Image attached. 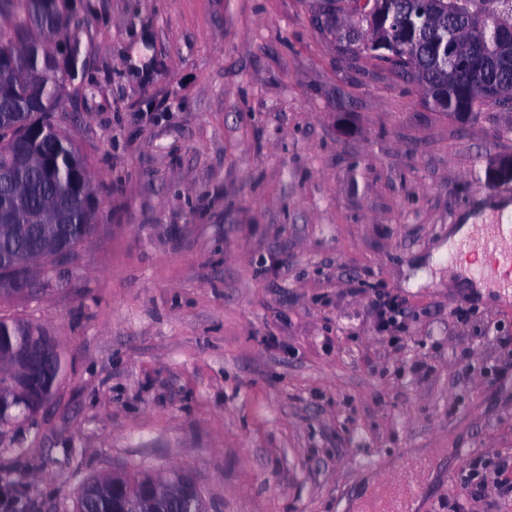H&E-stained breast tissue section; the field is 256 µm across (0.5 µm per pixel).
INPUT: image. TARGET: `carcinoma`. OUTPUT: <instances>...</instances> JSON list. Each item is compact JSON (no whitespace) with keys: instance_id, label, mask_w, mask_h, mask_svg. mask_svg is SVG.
<instances>
[{"instance_id":"cac0c4a2","label":"carcinoma","mask_w":512,"mask_h":512,"mask_svg":"<svg viewBox=\"0 0 512 512\" xmlns=\"http://www.w3.org/2000/svg\"><path fill=\"white\" fill-rule=\"evenodd\" d=\"M336 13L314 19L321 30L333 21L350 18L356 35L363 39L382 27L380 36L389 44V56L380 58L391 72L410 83L418 82L425 101L438 112H455L468 96L487 97L512 89V56L500 49L503 35L512 32V0H459L451 14L429 16L431 0H375L374 16L347 11L334 0ZM481 26L469 24L473 12ZM76 27L67 0H0V281L3 271L29 257L42 237L41 224L68 213L77 234L94 232L91 216L70 207L75 191L74 167L82 160L77 148L50 122L65 91L66 78L54 71L52 58L58 39ZM44 124V135L27 146V161L20 165L7 146L10 130L34 120ZM27 224L23 235L13 225ZM37 327L0 319V341L18 344L34 336ZM65 368L63 355L33 373L41 390L56 389ZM151 474L130 479L106 475L84 483L77 495L76 512H152L146 501ZM166 512H206L200 492L191 498L159 491Z\"/></svg>"}]
</instances>
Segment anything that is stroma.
Returning <instances> with one entry per match:
<instances>
[{
    "instance_id": "35a3bbf8",
    "label": "stroma",
    "mask_w": 512,
    "mask_h": 512,
    "mask_svg": "<svg viewBox=\"0 0 512 512\" xmlns=\"http://www.w3.org/2000/svg\"><path fill=\"white\" fill-rule=\"evenodd\" d=\"M70 3L54 120L96 229L0 300L66 361L50 406L0 430L15 512L173 469L207 512H361L421 449L420 512H512V288L456 287L448 248L463 212L512 199L485 183L512 109L433 110L339 58L308 0ZM380 291L403 309L386 331Z\"/></svg>"
}]
</instances>
